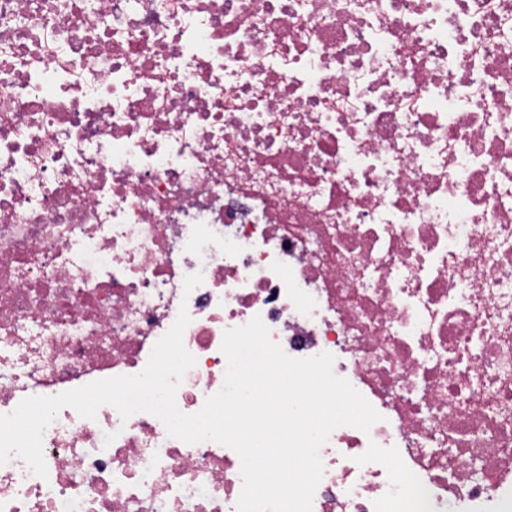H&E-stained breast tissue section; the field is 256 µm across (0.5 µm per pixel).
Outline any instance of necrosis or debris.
<instances>
[{"label": "necrosis or debris", "instance_id": "4bbe7bcc", "mask_svg": "<svg viewBox=\"0 0 512 512\" xmlns=\"http://www.w3.org/2000/svg\"><path fill=\"white\" fill-rule=\"evenodd\" d=\"M183 308V413L258 315L381 414L321 447L312 512H512V0H0V414L139 373ZM43 451L0 512L242 489L109 405Z\"/></svg>", "mask_w": 512, "mask_h": 512}]
</instances>
